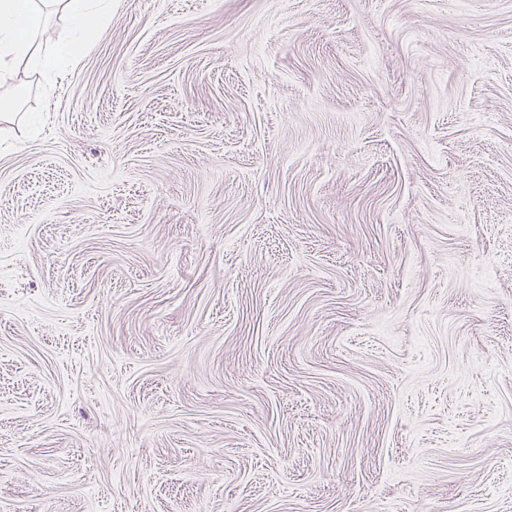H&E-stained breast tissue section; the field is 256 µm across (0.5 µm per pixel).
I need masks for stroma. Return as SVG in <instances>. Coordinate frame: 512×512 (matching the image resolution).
Instances as JSON below:
<instances>
[{"instance_id":"35a3bbf8","label":"stroma","mask_w":512,"mask_h":512,"mask_svg":"<svg viewBox=\"0 0 512 512\" xmlns=\"http://www.w3.org/2000/svg\"><path fill=\"white\" fill-rule=\"evenodd\" d=\"M0 104V512H512V0H112Z\"/></svg>"}]
</instances>
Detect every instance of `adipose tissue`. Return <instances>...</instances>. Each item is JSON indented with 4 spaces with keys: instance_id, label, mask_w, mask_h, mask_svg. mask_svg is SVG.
<instances>
[{
    "instance_id": "ef3b65f1",
    "label": "adipose tissue",
    "mask_w": 512,
    "mask_h": 512,
    "mask_svg": "<svg viewBox=\"0 0 512 512\" xmlns=\"http://www.w3.org/2000/svg\"><path fill=\"white\" fill-rule=\"evenodd\" d=\"M75 37L42 49L43 12L37 0H0V77L8 76L13 63L24 61L35 71H51L63 61L75 59L83 45L96 33V20L110 14L112 0H61Z\"/></svg>"
}]
</instances>
